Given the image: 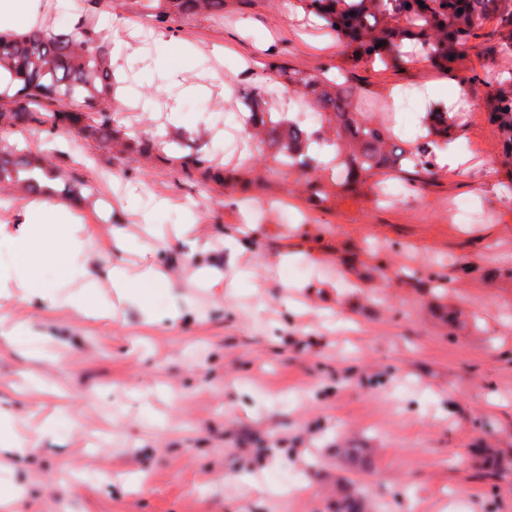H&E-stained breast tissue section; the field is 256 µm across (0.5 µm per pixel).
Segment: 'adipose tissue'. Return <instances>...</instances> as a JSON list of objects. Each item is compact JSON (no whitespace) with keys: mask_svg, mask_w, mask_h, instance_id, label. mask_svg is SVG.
Masks as SVG:
<instances>
[{"mask_svg":"<svg viewBox=\"0 0 512 512\" xmlns=\"http://www.w3.org/2000/svg\"><path fill=\"white\" fill-rule=\"evenodd\" d=\"M95 239L94 225L83 223L51 195L22 200L1 194L0 246L8 248L10 265L6 272H0V299L18 290L23 298L40 300L90 321L109 322L112 307L98 301L99 285L89 274L91 264L98 259ZM52 252L59 256L58 282L54 285L42 273L45 258ZM141 260L133 275L114 266L108 281L125 299L143 307L144 320L151 324L156 316L147 308L145 287L170 288L175 279L152 252H143Z\"/></svg>","mask_w":512,"mask_h":512,"instance_id":"adipose-tissue-1","label":"adipose tissue"}]
</instances>
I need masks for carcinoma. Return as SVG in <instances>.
<instances>
[{"label": "carcinoma", "instance_id": "carcinoma-1", "mask_svg": "<svg viewBox=\"0 0 512 512\" xmlns=\"http://www.w3.org/2000/svg\"><path fill=\"white\" fill-rule=\"evenodd\" d=\"M305 13L321 28L355 48V56L385 67H400L408 54L420 53L437 70H448L462 60L467 45L483 19H498L500 52L512 57V0H299ZM146 8L159 22H174L197 12L224 14V0H148ZM104 35L95 17L83 14L72 30L51 32L37 26L22 34H0V69L21 74L15 83L0 84V130L30 129L55 133L76 129L109 149L143 156L106 112L94 108L112 99V64L101 42ZM267 70L277 86L292 93L302 108H313L317 122L301 119L300 112L269 111L270 91L254 88L249 97L247 126L267 145L274 167L330 172L332 185L344 190L385 179H407L413 173L433 175L437 139L450 141L458 113L429 112L415 145L406 149L394 134L353 104L349 88L330 91L336 77L327 70L304 73L285 62L272 60ZM487 98L488 117L502 134L503 164L512 166V69L497 73ZM165 164L180 162L189 179L224 181V170L204 156L190 158L165 154ZM63 178L50 158L0 147V185L14 183L39 195L46 181ZM308 202L322 207L328 187L310 184Z\"/></svg>", "mask_w": 512, "mask_h": 512}]
</instances>
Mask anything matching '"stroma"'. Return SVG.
<instances>
[{
  "label": "stroma",
  "mask_w": 512,
  "mask_h": 512,
  "mask_svg": "<svg viewBox=\"0 0 512 512\" xmlns=\"http://www.w3.org/2000/svg\"><path fill=\"white\" fill-rule=\"evenodd\" d=\"M115 15L131 25L106 50L135 56L105 105L115 123L157 151L224 165L234 140L248 160L237 180L198 183L66 130L52 158L96 204L63 182L57 199L94 225L103 264L123 230L176 280L232 261L247 276L231 296L220 284L191 289L194 312L174 326H144L133 306L98 327L36 299L18 305L28 332L0 353V397L53 419L30 461L0 467V490L24 487L21 512H332L345 493L365 512H512V170L485 102L501 62L496 20L447 73L419 56L399 69L355 59L298 0H224L223 16L169 27L138 0H103L100 21ZM273 55L331 69L404 140L424 102H459L445 150L469 172L436 167L389 204L363 187L312 208L306 175L267 165L242 123L224 127ZM170 66L197 93L170 90ZM142 184L175 202L157 223H181L190 206L213 249L193 255L180 239L138 233L119 199ZM458 199L474 223L449 219ZM244 218L256 238L235 254L224 240ZM415 262L447 299L409 279Z\"/></svg>",
  "instance_id": "35a3bbf8"
}]
</instances>
